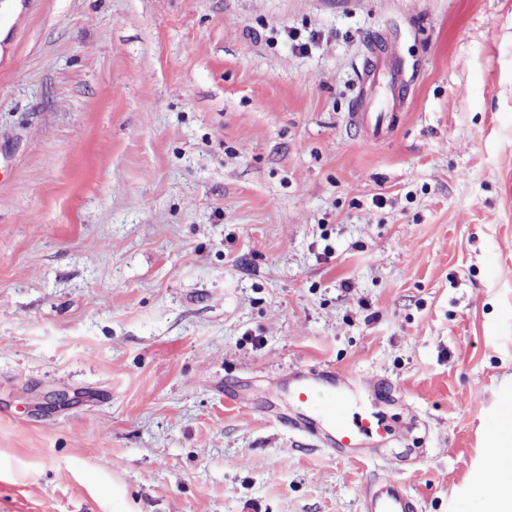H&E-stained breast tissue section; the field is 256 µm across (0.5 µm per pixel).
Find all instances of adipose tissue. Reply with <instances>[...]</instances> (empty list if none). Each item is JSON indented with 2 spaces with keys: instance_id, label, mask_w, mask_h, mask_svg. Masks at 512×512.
<instances>
[{
  "instance_id": "obj_1",
  "label": "adipose tissue",
  "mask_w": 512,
  "mask_h": 512,
  "mask_svg": "<svg viewBox=\"0 0 512 512\" xmlns=\"http://www.w3.org/2000/svg\"><path fill=\"white\" fill-rule=\"evenodd\" d=\"M490 441L495 456L487 474L488 512H512V399L503 403Z\"/></svg>"
}]
</instances>
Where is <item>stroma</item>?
Instances as JSON below:
<instances>
[{
	"instance_id": "1",
	"label": "stroma",
	"mask_w": 512,
	"mask_h": 512,
	"mask_svg": "<svg viewBox=\"0 0 512 512\" xmlns=\"http://www.w3.org/2000/svg\"><path fill=\"white\" fill-rule=\"evenodd\" d=\"M376 31L412 97L366 149ZM301 367L378 458L277 422ZM506 389L512 0H0V512H487ZM419 500L404 482L383 476L365 487L363 512H418Z\"/></svg>"
}]
</instances>
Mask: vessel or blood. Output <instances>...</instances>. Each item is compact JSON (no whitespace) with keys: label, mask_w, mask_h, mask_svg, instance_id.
Returning a JSON list of instances; mask_svg holds the SVG:
<instances>
[{"label":"vessel or blood","mask_w":512,"mask_h":512,"mask_svg":"<svg viewBox=\"0 0 512 512\" xmlns=\"http://www.w3.org/2000/svg\"><path fill=\"white\" fill-rule=\"evenodd\" d=\"M410 85L394 43L375 36L359 76L350 126L363 145L391 138L401 127ZM268 403H287L279 423L318 446L339 453L363 447L365 440L386 443L389 426L381 419L356 408L354 391L332 370L296 369L265 392ZM420 502L401 480L383 476L368 484L363 512H419Z\"/></svg>","instance_id":"b4317fda"}]
</instances>
